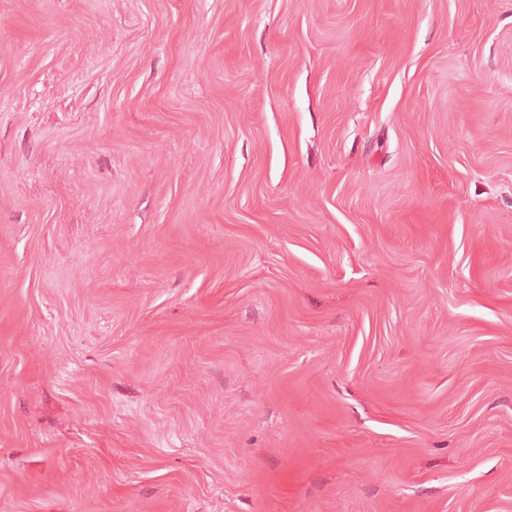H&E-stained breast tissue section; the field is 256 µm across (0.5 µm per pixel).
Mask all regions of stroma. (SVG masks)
I'll use <instances>...</instances> for the list:
<instances>
[{
	"instance_id": "stroma-1",
	"label": "stroma",
	"mask_w": 512,
	"mask_h": 512,
	"mask_svg": "<svg viewBox=\"0 0 512 512\" xmlns=\"http://www.w3.org/2000/svg\"><path fill=\"white\" fill-rule=\"evenodd\" d=\"M0 512H512V0H0Z\"/></svg>"
}]
</instances>
